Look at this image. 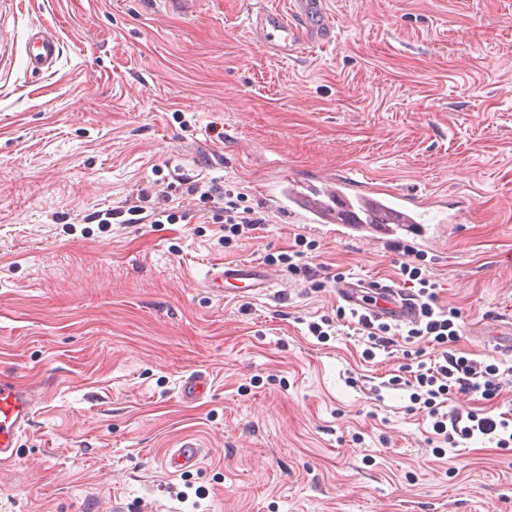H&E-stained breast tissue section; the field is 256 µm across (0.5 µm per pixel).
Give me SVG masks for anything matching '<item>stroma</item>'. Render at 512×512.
Listing matches in <instances>:
<instances>
[{"label":"stroma","instance_id":"35a3bbf8","mask_svg":"<svg viewBox=\"0 0 512 512\" xmlns=\"http://www.w3.org/2000/svg\"><path fill=\"white\" fill-rule=\"evenodd\" d=\"M256 1L289 2L0 0V376L36 400L0 512H512V454L435 457L408 391H368L401 352L317 341L335 289L269 261L301 238L330 272L396 281L389 246L298 221L287 192L326 174L410 194L458 348L512 367V0H326L335 40L290 59L253 39ZM37 25L59 39L39 75ZM180 174L237 183L268 224L225 240ZM144 187L173 223L94 220ZM239 260L277 288L213 298L205 272ZM197 372L211 390L184 402ZM185 438L200 464L170 474ZM58 43L53 31L35 26L26 44L28 69L32 72H46L52 69L59 55Z\"/></svg>","mask_w":512,"mask_h":512}]
</instances>
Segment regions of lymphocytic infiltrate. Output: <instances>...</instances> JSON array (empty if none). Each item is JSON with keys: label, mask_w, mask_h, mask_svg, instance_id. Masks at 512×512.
Instances as JSON below:
<instances>
[{"label": "lymphocytic infiltrate", "mask_w": 512, "mask_h": 512, "mask_svg": "<svg viewBox=\"0 0 512 512\" xmlns=\"http://www.w3.org/2000/svg\"><path fill=\"white\" fill-rule=\"evenodd\" d=\"M186 192L198 196L204 211L223 213L224 230L231 235L251 234L266 222L253 207L243 205L232 186L195 181L188 184ZM392 249L405 257L399 274L407 285L406 298L418 306L419 316L402 327L351 310L356 321L354 331L365 345L363 359L373 360L378 352H390L401 342L431 344L436 349L433 358L406 353L401 374L390 378L389 383L408 390L411 403L431 418L432 430L426 442L432 445L434 455L444 457L447 448L459 447L461 441L477 436L487 438L499 449L512 448L511 417L503 413L495 417L485 410L463 412L451 406L453 399L462 394H477L485 401L499 398L504 388L499 366L456 349L460 313L439 307L436 284L428 276L422 257H411L409 248L400 243L393 244Z\"/></svg>", "instance_id": "obj_1"}]
</instances>
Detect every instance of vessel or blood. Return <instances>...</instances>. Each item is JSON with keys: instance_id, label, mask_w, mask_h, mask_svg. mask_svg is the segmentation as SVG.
I'll return each instance as SVG.
<instances>
[{"instance_id": "b4317fda", "label": "vessel or blood", "mask_w": 512, "mask_h": 512, "mask_svg": "<svg viewBox=\"0 0 512 512\" xmlns=\"http://www.w3.org/2000/svg\"><path fill=\"white\" fill-rule=\"evenodd\" d=\"M250 26L258 40L283 59L297 55L306 45L329 42L333 36L326 18L325 0H291L286 15L272 9L257 10ZM58 55L55 33L41 26L34 27L26 44L28 69L49 71ZM347 186L345 180L325 178L312 192L289 191L288 200L301 210L307 223L335 225L337 234L354 236L365 245L382 242L400 230L416 242L431 239V227L426 224L419 203L407 195L395 192L384 202L369 192L353 200L346 194ZM203 286L219 299L231 295L257 297L266 295L272 282L263 264L231 261L212 265L204 275ZM368 288L379 296L376 312L380 316L400 323L415 319V309L401 303L393 285L372 282ZM32 416L30 390L0 379V463L20 456L19 434ZM200 457V449L186 441L168 456L166 467L178 475L195 469Z\"/></svg>"}]
</instances>
